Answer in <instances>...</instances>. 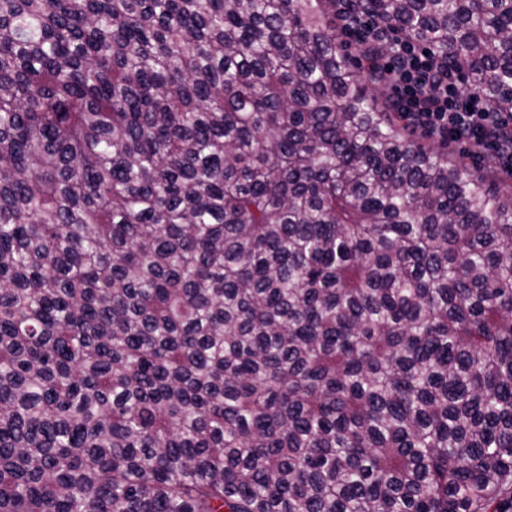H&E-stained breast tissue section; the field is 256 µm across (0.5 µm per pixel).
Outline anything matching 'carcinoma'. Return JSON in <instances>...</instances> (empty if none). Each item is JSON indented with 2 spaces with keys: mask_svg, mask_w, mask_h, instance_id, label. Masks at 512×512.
Returning <instances> with one entry per match:
<instances>
[{
  "mask_svg": "<svg viewBox=\"0 0 512 512\" xmlns=\"http://www.w3.org/2000/svg\"><path fill=\"white\" fill-rule=\"evenodd\" d=\"M359 3L512 112V0ZM336 26L0 0V512H512V186Z\"/></svg>",
  "mask_w": 512,
  "mask_h": 512,
  "instance_id": "carcinoma-1",
  "label": "carcinoma"
}]
</instances>
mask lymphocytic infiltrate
Masks as SVG:
<instances>
[{
  "label": "lymphocytic infiltrate",
  "instance_id": "f902f5d3",
  "mask_svg": "<svg viewBox=\"0 0 512 512\" xmlns=\"http://www.w3.org/2000/svg\"><path fill=\"white\" fill-rule=\"evenodd\" d=\"M350 2L336 0L342 14L339 30L371 52L364 71L387 89L386 101L404 126L432 140L466 142L476 154L489 155L512 173V113L493 111L463 68L354 11Z\"/></svg>",
  "mask_w": 512,
  "mask_h": 512
}]
</instances>
